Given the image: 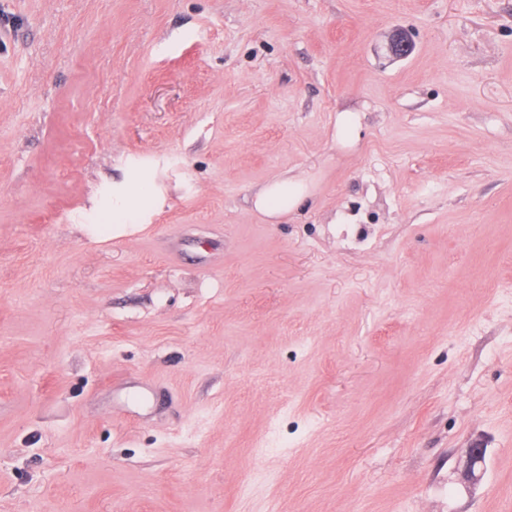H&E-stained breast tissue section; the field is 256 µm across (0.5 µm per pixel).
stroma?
I'll return each mask as SVG.
<instances>
[{
  "instance_id": "stroma-1",
  "label": "stroma",
  "mask_w": 512,
  "mask_h": 512,
  "mask_svg": "<svg viewBox=\"0 0 512 512\" xmlns=\"http://www.w3.org/2000/svg\"><path fill=\"white\" fill-rule=\"evenodd\" d=\"M0 512H512V0H0ZM302 180L282 176L265 185L254 198V207L269 219H276L295 209L307 194ZM144 186L137 185L129 189L124 197V205H116L112 208L113 223H132L136 219V210L140 197L143 195Z\"/></svg>"
}]
</instances>
